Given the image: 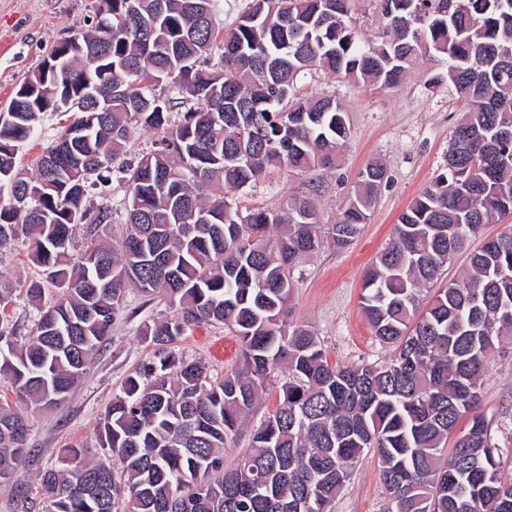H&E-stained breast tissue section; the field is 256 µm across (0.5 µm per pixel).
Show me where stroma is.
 <instances>
[{"label":"stroma","mask_w":512,"mask_h":512,"mask_svg":"<svg viewBox=\"0 0 512 512\" xmlns=\"http://www.w3.org/2000/svg\"><path fill=\"white\" fill-rule=\"evenodd\" d=\"M94 0H0V111L5 110L17 85L58 42L90 28ZM438 70L433 61L414 67L406 80L392 88L352 85L313 70L305 75L304 95H330L344 105L352 135L332 170L316 169L302 175L273 173L237 197L239 210L274 209L292 195L312 196L320 222H336L352 195L359 172L370 161L386 165L389 180L377 195L371 219L361 235L345 248L327 244L300 261L292 273V299L287 322L309 329L318 338L330 362H366L382 365L393 353L373 335L362 311V282L366 270L387 246L400 214L442 168L452 132L465 103L447 85L432 84ZM65 116L46 114L35 134L18 154L19 167L35 174L44 148L65 125ZM0 276L18 289L0 320L27 340L38 318L26 299L31 282L43 280L23 241L0 249ZM163 299L128 291L106 346L90 360L83 376L66 399L48 409H30L29 442L32 452L13 479L0 483V512H46L38 488L40 475L59 466L62 448L80 444L89 457H102L96 433L99 421L119 392L125 377L147 361L151 349L140 336L144 325L170 317ZM176 350L202 362L213 379L239 368L240 342L219 324L193 327ZM285 368L271 374L266 394L254 405L238 436L224 449L225 466H234L249 447L251 430L276 407ZM480 411L489 424L492 441L500 448L501 470L512 475V337L495 349L482 378ZM377 458L367 454L357 462L352 477L331 505L332 512H389Z\"/></svg>","instance_id":"obj_1"}]
</instances>
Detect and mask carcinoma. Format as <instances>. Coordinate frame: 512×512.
I'll list each match as a JSON object with an SVG mask.
<instances>
[{
  "label": "carcinoma",
  "mask_w": 512,
  "mask_h": 512,
  "mask_svg": "<svg viewBox=\"0 0 512 512\" xmlns=\"http://www.w3.org/2000/svg\"><path fill=\"white\" fill-rule=\"evenodd\" d=\"M356 0H247L236 26L215 0H96L91 29L57 43L0 112V248L21 236L57 295L33 282L32 338L0 328V379L32 408L62 401L105 346L128 288L160 296L171 318L145 326L150 359L129 374L100 419L107 457L65 448L41 475L48 512H330L364 452L377 456L393 512H512V481L476 412L491 352L512 334V230L468 255L459 280L436 288L481 227L512 214V0H374L385 20L366 40ZM465 101L445 164L398 218L367 271L362 307L393 346L384 365L332 364L316 337L288 324L291 271L324 238L315 203L292 196L241 214L235 198L267 173L332 169L352 129L331 96L300 95L318 69L353 85L391 88L419 60ZM46 112L73 121L44 148L37 173L19 147ZM168 130L125 162L131 130ZM119 166L126 236L86 204ZM389 175L374 162L336 223L333 246L369 223ZM432 289L425 305L420 294ZM201 324L241 342V366L207 380L173 344ZM283 365L276 408L232 468L224 445ZM467 431L445 449L459 421ZM23 411L0 402V480L30 455Z\"/></svg>",
  "instance_id": "1"
}]
</instances>
